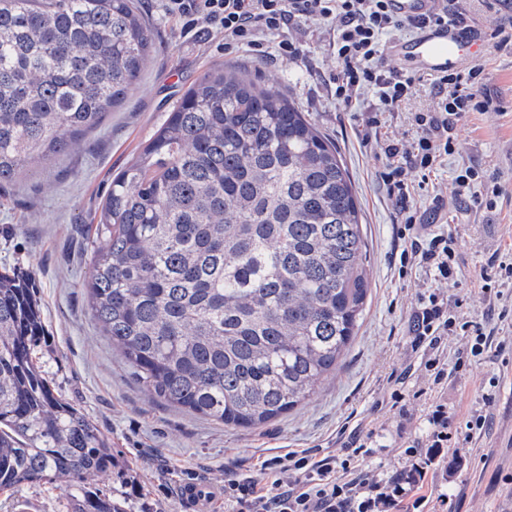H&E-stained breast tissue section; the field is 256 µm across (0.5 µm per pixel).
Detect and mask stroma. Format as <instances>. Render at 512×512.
<instances>
[{
	"label": "stroma",
	"mask_w": 512,
	"mask_h": 512,
	"mask_svg": "<svg viewBox=\"0 0 512 512\" xmlns=\"http://www.w3.org/2000/svg\"><path fill=\"white\" fill-rule=\"evenodd\" d=\"M137 5L155 49L126 101L62 155L32 162L0 187V267L28 278L45 323L34 355L54 393L111 439L115 464L68 492L44 480L25 485L12 499L0 497V512H68L72 496L86 490L103 492L125 512H186L179 495L183 483L220 485L225 473H255L259 456L291 448L337 450L340 429L359 423L380 435L381 447L367 465L386 470L407 444L386 402L389 382L416 358L409 320L430 276L417 265L400 263L402 216L383 187L381 145L364 140L361 112L345 111L336 100V63L326 25L311 22L291 31L294 51L287 55L280 54L278 37H269L262 56L225 44L223 33L205 22L187 29L166 12L164 0H137ZM479 63L489 110L461 129L457 153L417 187L414 206L428 213L434 197L442 198L464 258L459 284L448 298L462 300L468 320L494 331L495 348L487 359L452 372L445 392L449 414L458 417L482 407L484 386L497 381L491 425L441 484L454 512H512V322L499 319L473 285L485 257L512 246V52L489 49ZM224 67L276 86L335 145L354 183L367 241L371 292L350 349L307 402L256 429L227 427L151 397L103 336L84 288L113 175L136 159L189 86ZM461 164L498 178L503 194L495 211L454 198L452 172Z\"/></svg>",
	"instance_id": "stroma-1"
}]
</instances>
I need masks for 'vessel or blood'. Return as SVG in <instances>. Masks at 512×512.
Returning <instances> with one entry per match:
<instances>
[{
	"mask_svg": "<svg viewBox=\"0 0 512 512\" xmlns=\"http://www.w3.org/2000/svg\"><path fill=\"white\" fill-rule=\"evenodd\" d=\"M437 5L438 0H392L393 10L403 17L418 16ZM392 53L424 73L440 75L470 66L483 55L484 46L464 29L434 25L397 44ZM217 497V489L210 485L188 483L182 488V499L190 512H213Z\"/></svg>",
	"mask_w": 512,
	"mask_h": 512,
	"instance_id": "b4317fda",
	"label": "vessel or blood"
}]
</instances>
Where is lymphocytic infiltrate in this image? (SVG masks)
<instances>
[{
  "label": "lymphocytic infiltrate",
  "instance_id": "lymphocytic-infiltrate-1",
  "mask_svg": "<svg viewBox=\"0 0 512 512\" xmlns=\"http://www.w3.org/2000/svg\"><path fill=\"white\" fill-rule=\"evenodd\" d=\"M169 14L187 24L200 21L223 31L228 42L259 47L265 37L283 36L304 22L332 23L329 46L336 59V100L352 109L365 94L375 103L366 121L381 130L386 118L413 97L420 75L387 68L384 56L390 44L428 25L461 23V8L440 5L419 18L391 13L388 0H165ZM435 105L412 113L413 139L385 138L386 164L383 184L400 209L399 234L411 247V258L430 275L432 285L420 293L411 315L412 349L420 359L409 364L393 383L390 398L400 404L404 387L414 382L418 396L428 401L422 415L424 433L404 450L392 471L381 474L366 468L361 459L375 445L373 431L352 430L345 455L313 456L304 450L259 461V476L233 474L224 480L226 512H431L433 504H446L424 495L428 472L440 465L444 451L462 448L474 435L485 432L490 418L471 410L456 422L448 420L442 400L448 383V339L462 337L466 357L480 361L492 340L479 324L462 319L448 303L447 286L455 280L462 258L456 237L448 230H434L418 222L411 210L416 187L411 172L429 175L457 149L460 128L470 116L485 111V74L481 65L431 79ZM455 193L476 207L494 210L500 187L482 169L468 165L453 179ZM482 293L493 300L512 286V249L492 252L479 273Z\"/></svg>",
  "mask_w": 512,
  "mask_h": 512
}]
</instances>
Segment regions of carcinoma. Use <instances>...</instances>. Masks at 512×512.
I'll list each match as a JSON object with an SVG mask.
<instances>
[{"mask_svg":"<svg viewBox=\"0 0 512 512\" xmlns=\"http://www.w3.org/2000/svg\"><path fill=\"white\" fill-rule=\"evenodd\" d=\"M154 49L134 0H0V184L97 128ZM86 288L152 397L231 427L303 404L370 292L361 205L336 147L272 86L224 68L179 98L112 177ZM37 301L0 269V495L85 483L112 441L33 356ZM69 512H122L84 494Z\"/></svg>","mask_w":512,"mask_h":512,"instance_id":"cac0c4a2","label":"carcinoma"}]
</instances>
